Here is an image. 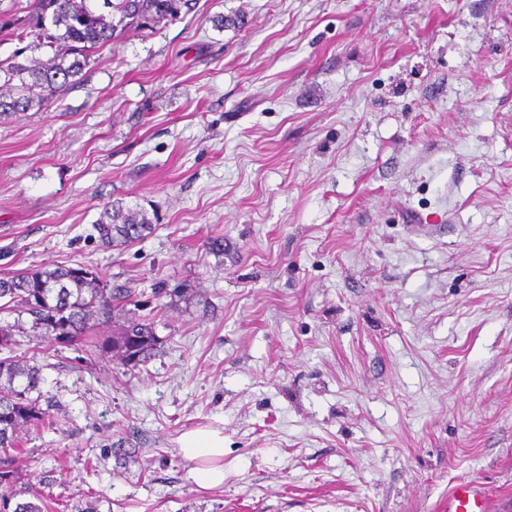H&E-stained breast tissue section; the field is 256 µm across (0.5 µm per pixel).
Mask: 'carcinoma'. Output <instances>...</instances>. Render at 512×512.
Masks as SVG:
<instances>
[{
    "mask_svg": "<svg viewBox=\"0 0 512 512\" xmlns=\"http://www.w3.org/2000/svg\"><path fill=\"white\" fill-rule=\"evenodd\" d=\"M197 0H29L16 26L1 29L23 44L0 61V117L27 112L59 97L93 62V56L125 31L154 30L189 14ZM151 229L145 214L119 203L105 210L96 224L102 243L118 247ZM132 305V291L109 290L84 267L48 264L0 278V313L15 315L0 324V512H43L42 501L12 503L25 491L19 479L18 431L25 424L45 425L39 406L43 366L27 356L26 339L41 336L55 344L95 354H112L123 365L146 362L158 343L153 321L136 313L115 336H96L109 323L118 303Z\"/></svg>",
    "mask_w": 512,
    "mask_h": 512,
    "instance_id": "cac0c4a2",
    "label": "carcinoma"
}]
</instances>
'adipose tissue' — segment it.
Segmentation results:
<instances>
[{
	"label": "adipose tissue",
	"instance_id": "1",
	"mask_svg": "<svg viewBox=\"0 0 512 512\" xmlns=\"http://www.w3.org/2000/svg\"><path fill=\"white\" fill-rule=\"evenodd\" d=\"M180 454L193 461L195 479L203 486L224 482V432L213 426H199L183 432L177 439Z\"/></svg>",
	"mask_w": 512,
	"mask_h": 512
}]
</instances>
